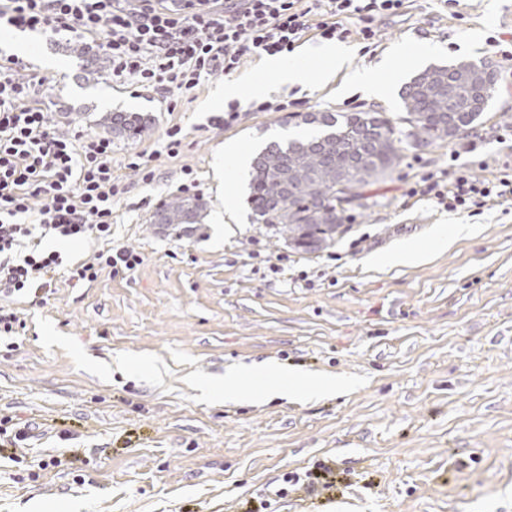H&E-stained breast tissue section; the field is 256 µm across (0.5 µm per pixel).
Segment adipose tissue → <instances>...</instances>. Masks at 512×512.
I'll list each match as a JSON object with an SVG mask.
<instances>
[{
	"instance_id": "adipose-tissue-1",
	"label": "adipose tissue",
	"mask_w": 512,
	"mask_h": 512,
	"mask_svg": "<svg viewBox=\"0 0 512 512\" xmlns=\"http://www.w3.org/2000/svg\"><path fill=\"white\" fill-rule=\"evenodd\" d=\"M274 378L260 388L254 389L245 382L240 369L227 368L224 371V395L229 399L251 397L259 401H266L278 396H288L300 399L311 394L324 392H341L349 389V382L329 378L322 384H314L308 373L298 370H287L274 367Z\"/></svg>"
}]
</instances>
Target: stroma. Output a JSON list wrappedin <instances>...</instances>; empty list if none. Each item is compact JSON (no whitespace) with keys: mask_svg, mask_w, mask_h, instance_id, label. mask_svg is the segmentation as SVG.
Here are the masks:
<instances>
[{"mask_svg":"<svg viewBox=\"0 0 512 512\" xmlns=\"http://www.w3.org/2000/svg\"><path fill=\"white\" fill-rule=\"evenodd\" d=\"M380 42L350 69L386 83L374 99L339 93L344 73L318 59L320 42L292 57L300 82L281 83L262 59L234 80L258 82L299 112L402 111L404 83L431 65L491 60L496 91L473 134L408 146L389 176L359 187L348 230L315 254L294 250L248 204L249 160L267 142L297 135L279 112H254L238 95V122L211 125L210 78L178 96L106 81L84 84L81 61L59 36L37 34L23 60L48 77L50 118L97 136L113 110L147 115L141 137L113 140L112 170L127 191L112 208V243L141 253L135 270L79 286L58 280L47 304L19 300L25 323L0 343V418L29 421L23 463L0 453V512H512V201L449 212L403 192L446 171L449 152L478 178L512 169V59L491 35L512 38V0H411L378 23ZM187 133L179 157L155 160L143 184L129 156L160 150L164 131ZM207 203L201 223L162 229L155 207L179 193L182 167ZM469 235H458L459 225ZM454 241L436 248L439 231ZM423 262L392 268L399 248ZM279 272H271V265ZM165 367L157 374L154 364ZM355 381L345 395L293 401L203 399L195 379L244 367L248 382L270 365ZM55 466L38 470L40 460ZM333 467L336 491L305 490L265 504L284 474Z\"/></svg>","mask_w":512,"mask_h":512,"instance_id":"obj_1","label":"stroma"}]
</instances>
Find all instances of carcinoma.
I'll return each mask as SVG.
<instances>
[{"mask_svg":"<svg viewBox=\"0 0 512 512\" xmlns=\"http://www.w3.org/2000/svg\"><path fill=\"white\" fill-rule=\"evenodd\" d=\"M492 63L481 58L431 66L401 91L402 114L382 110L307 112L295 126L311 131L288 140H272L250 162L249 204L257 223L304 253L336 242L346 231L347 205L356 189L394 171L404 145L453 141L480 119L471 107L475 91ZM102 123L116 137L135 138L145 129L140 114L108 112ZM344 189H338V186ZM205 203L195 196H175L154 212L151 223L177 229L197 224Z\"/></svg>","mask_w":512,"mask_h":512,"instance_id":"cac0c4a2","label":"carcinoma"}]
</instances>
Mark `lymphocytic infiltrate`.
I'll return each mask as SVG.
<instances>
[{
  "label": "lymphocytic infiltrate",
  "mask_w": 512,
  "mask_h": 512,
  "mask_svg": "<svg viewBox=\"0 0 512 512\" xmlns=\"http://www.w3.org/2000/svg\"><path fill=\"white\" fill-rule=\"evenodd\" d=\"M408 0H0V21L19 30L66 33L79 46H99L119 82L166 94H190L247 58L293 52L313 36L353 39L372 47L377 19L402 13ZM19 58L0 57V334L22 329L13 297L46 303L60 270L75 282L100 271L135 270L143 259L112 245V204L125 187L112 172V142L67 134L49 117L47 80L19 77ZM408 198L447 211L512 200V173L479 179L460 167L421 176ZM93 238L91 260L65 268L44 238Z\"/></svg>",
  "instance_id": "lymphocytic-infiltrate-1"
}]
</instances>
